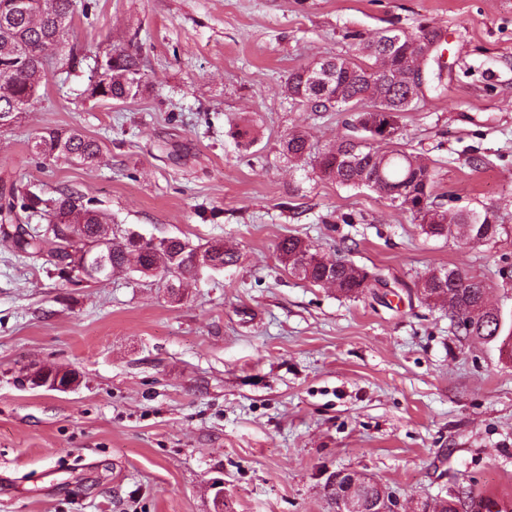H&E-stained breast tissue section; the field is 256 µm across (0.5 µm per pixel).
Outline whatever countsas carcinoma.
Masks as SVG:
<instances>
[{"mask_svg":"<svg viewBox=\"0 0 512 512\" xmlns=\"http://www.w3.org/2000/svg\"><path fill=\"white\" fill-rule=\"evenodd\" d=\"M75 0H0V129L18 122L36 101L48 73L41 52L65 41L74 16ZM435 29L421 26L414 33L385 29L370 38L359 39L349 56L325 58L309 71L290 74L285 93L304 111L334 109L350 113V134L314 159L320 174L338 184L368 187L396 207L412 213L421 231L430 237H466L477 244L496 241L506 232L499 216L484 212L448 213L430 202L433 177L418 157L398 146L392 138L379 135L378 127L396 122L404 112L414 110L423 95L411 78L418 58L438 43ZM147 87L142 61L137 53L113 46L101 55L86 93L98 101L126 102L142 95ZM282 153L290 162L311 158V145L300 131L282 142ZM32 148L45 158L74 157L92 166L100 156L98 142L77 128H48L32 139ZM41 210L48 225L43 231L22 223L21 214ZM0 230L7 234L19 255L38 260L44 256L65 274L86 253L108 257L112 275L133 272L128 255L138 254L144 277H160L168 288L183 285L188 276L213 266H235L240 255L214 242L204 249L178 237L169 238L159 251L140 244L137 235L118 238L109 232L105 213L83 203L73 191H62L45 199L31 190L17 196L0 194ZM278 260L288 273L312 285L334 280L336 290L348 298L382 284L381 279L344 256L325 257L297 236L280 239ZM424 301L448 306V316L466 338L488 343L512 337V318L487 305L488 284L455 268L428 270L422 278ZM387 491L371 480L356 493L366 510Z\"/></svg>","mask_w":512,"mask_h":512,"instance_id":"1","label":"carcinoma"}]
</instances>
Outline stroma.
Returning a JSON list of instances; mask_svg holds the SVG:
<instances>
[{"mask_svg": "<svg viewBox=\"0 0 512 512\" xmlns=\"http://www.w3.org/2000/svg\"><path fill=\"white\" fill-rule=\"evenodd\" d=\"M75 2L40 98L0 132V189H69L114 234L219 240L241 260L187 279L175 303L136 272L62 279L0 235V512H336L340 472L402 512L512 495V358L419 293L428 269L457 268L512 312V232L426 236L281 152L296 130L316 155L348 133L345 113L288 99L293 71L351 54L355 33L437 28L443 84L401 115L398 141L433 169L434 203L512 225V0ZM112 43L143 61L136 100L84 93ZM46 127L95 139L99 163L36 156ZM290 234L325 256L352 244L386 287L349 299L299 280L276 256ZM50 366L75 383L32 386Z\"/></svg>", "mask_w": 512, "mask_h": 512, "instance_id": "35a3bbf8", "label": "stroma"}]
</instances>
